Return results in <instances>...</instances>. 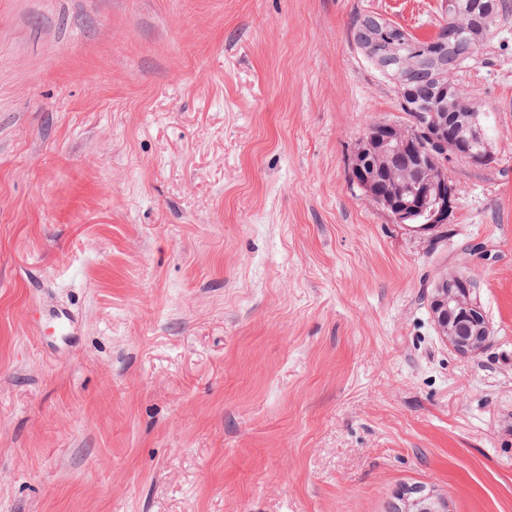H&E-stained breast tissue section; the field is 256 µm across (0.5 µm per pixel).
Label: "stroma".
Returning a JSON list of instances; mask_svg holds the SVG:
<instances>
[{"mask_svg":"<svg viewBox=\"0 0 512 512\" xmlns=\"http://www.w3.org/2000/svg\"><path fill=\"white\" fill-rule=\"evenodd\" d=\"M367 11L425 38L441 2L0 0V512H512V28L458 75L496 160L419 231L351 176L405 121ZM435 285L432 310L441 335L458 354H479L486 346L489 333L479 304L471 298L473 292L477 293V283L461 272L450 271ZM455 311L458 312L457 316H454ZM461 319L470 322L469 336H459L455 325H450L451 322L456 323ZM401 512H447V501L425 486H414L398 495Z\"/></svg>","mask_w":512,"mask_h":512,"instance_id":"obj_1","label":"stroma"}]
</instances>
